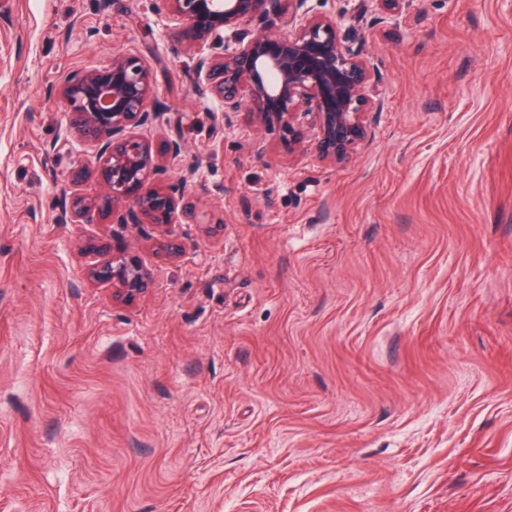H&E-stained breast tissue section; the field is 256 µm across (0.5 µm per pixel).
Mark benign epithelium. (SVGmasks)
<instances>
[{"instance_id":"7a95c632","label":"benign epithelium","mask_w":512,"mask_h":512,"mask_svg":"<svg viewBox=\"0 0 512 512\" xmlns=\"http://www.w3.org/2000/svg\"><path fill=\"white\" fill-rule=\"evenodd\" d=\"M180 47L195 60L197 92L220 101L224 118L247 111L260 127L288 132V145L303 143L307 117L318 125L317 150L333 163L348 160L371 138L369 114L381 112L378 66L332 16L303 9L306 0H163ZM57 94L84 146L99 162L105 192L74 196L64 218L90 224L96 214H116L123 230L147 226L170 240L180 201L195 170L183 163L180 138L162 156L140 134L160 117L153 74L137 55L103 68L65 75ZM179 178L167 182V173ZM157 186L145 189L148 180ZM90 280L112 284V298L131 303L153 286L141 261L122 249L87 269Z\"/></svg>"}]
</instances>
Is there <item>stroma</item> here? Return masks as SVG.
<instances>
[{"mask_svg":"<svg viewBox=\"0 0 512 512\" xmlns=\"http://www.w3.org/2000/svg\"><path fill=\"white\" fill-rule=\"evenodd\" d=\"M306 6L383 76L342 164L223 119L161 0H0V512H512V0ZM127 54L196 175L123 305L49 90Z\"/></svg>","mask_w":512,"mask_h":512,"instance_id":"obj_1","label":"stroma"}]
</instances>
